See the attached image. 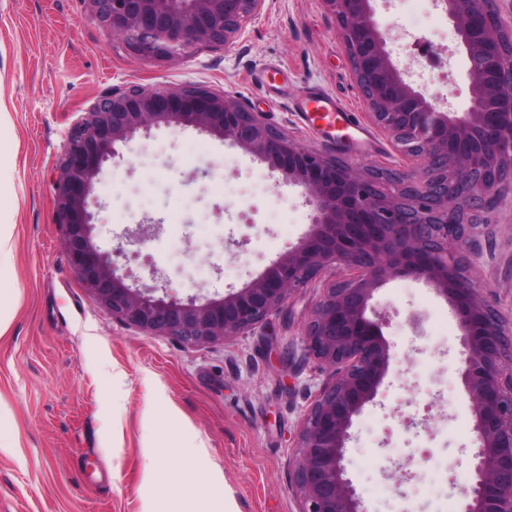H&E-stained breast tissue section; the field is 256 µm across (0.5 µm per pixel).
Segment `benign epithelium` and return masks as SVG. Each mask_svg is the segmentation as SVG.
I'll return each instance as SVG.
<instances>
[{
  "label": "benign epithelium",
  "mask_w": 512,
  "mask_h": 512,
  "mask_svg": "<svg viewBox=\"0 0 512 512\" xmlns=\"http://www.w3.org/2000/svg\"><path fill=\"white\" fill-rule=\"evenodd\" d=\"M101 26L146 60L198 43L232 46L266 0H89ZM333 15L373 124L400 151L426 162L395 192L384 170L303 147L239 97L200 85L176 90L114 86L67 133L54 182L57 223L84 287L112 318L187 344L244 336L282 310L291 292L336 265L346 278L322 288L303 326L311 356L331 371L295 436L292 475L299 512H361L344 477L354 418L387 374L384 322L369 316L374 292L397 276L423 280L450 305L462 332L464 387L478 446L464 512H512V330L469 274L470 212L503 201L512 173V35L494 0H436L455 24L468 61L470 98L452 111L416 87L394 61L371 0H321ZM192 127L265 162L312 207L308 232L244 287L220 297L178 298L130 284L131 270L93 236L94 184L117 145L153 126Z\"/></svg>",
  "instance_id": "7a95c632"
}]
</instances>
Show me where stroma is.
Returning <instances> with one entry per match:
<instances>
[{
	"label": "stroma",
	"mask_w": 512,
	"mask_h": 512,
	"mask_svg": "<svg viewBox=\"0 0 512 512\" xmlns=\"http://www.w3.org/2000/svg\"><path fill=\"white\" fill-rule=\"evenodd\" d=\"M400 65L415 66L406 30L447 56L422 80L455 110L469 103L466 57L434 0H374ZM229 91L302 146L353 164L422 176L368 115L338 25L321 0H266L231 48L199 43L162 61L133 55L96 21L89 0H0V225L12 254L0 272L11 320L0 333V512H298L291 481L299 423L329 375L301 340L321 285L293 293L247 335L192 346L112 319L80 283L57 224L53 189L69 131L115 86ZM338 98L354 124L307 122L305 94ZM502 203L477 212L473 279L512 325V178ZM93 235L126 244L139 285L167 280L178 297H219L255 279L308 231L301 190L230 142L193 128L138 131L95 184ZM155 223L142 245L127 239ZM371 305L386 318L390 371L355 418L346 476L362 512H444L473 481L476 435L462 382L461 332L448 303L398 276ZM420 314L413 329L410 314ZM203 443L199 467L177 449ZM170 449L183 481L224 475L221 491L176 495L150 483L149 449Z\"/></svg>",
	"instance_id": "obj_1"
}]
</instances>
